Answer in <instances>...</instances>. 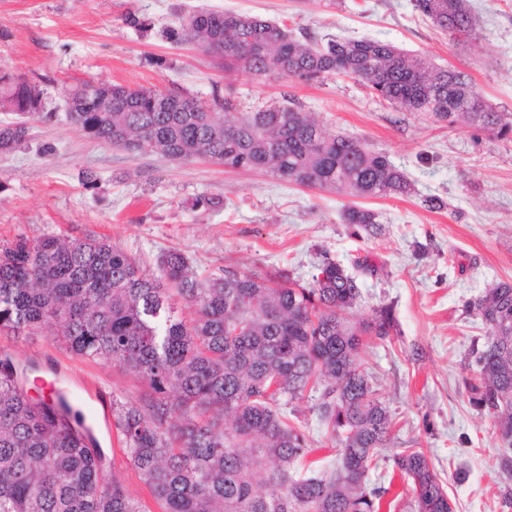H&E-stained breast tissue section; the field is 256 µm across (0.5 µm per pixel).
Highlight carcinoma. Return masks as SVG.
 Wrapping results in <instances>:
<instances>
[{"label":"carcinoma","mask_w":512,"mask_h":512,"mask_svg":"<svg viewBox=\"0 0 512 512\" xmlns=\"http://www.w3.org/2000/svg\"><path fill=\"white\" fill-rule=\"evenodd\" d=\"M452 39L475 31L467 0H412ZM261 78L273 71L305 82L345 76L380 102L452 129L460 119L491 139H512V112L489 105L469 73L436 66L372 38L317 40L259 16L200 9L166 32ZM65 118L106 145L173 161L204 159L232 171H261L297 186L350 197L411 194L408 175L362 139L326 132L288 102L237 111L165 90L78 81L65 90ZM221 111H216V108ZM0 151L27 140L22 118L57 117L43 90L0 76ZM343 222L376 232L377 214L349 206ZM356 278L332 260L309 280L280 274L203 273L178 250L156 269L105 237L45 234L0 242V333L49 331L81 360L113 363L142 387L113 401L112 423L131 465L164 512H380L390 488L367 474L389 447L393 416L377 397L361 352L384 340L392 311L351 319ZM486 340L472 349L470 402L493 420L512 471V283L466 304ZM27 368L0 356V512H142L117 475L104 474L93 420L60 388L35 398ZM303 400L336 447L329 470L305 469L311 452L288 407ZM417 512H452L424 451L393 456Z\"/></svg>","instance_id":"carcinoma-1"}]
</instances>
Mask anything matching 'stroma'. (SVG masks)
<instances>
[{
	"instance_id": "obj_1",
	"label": "stroma",
	"mask_w": 512,
	"mask_h": 512,
	"mask_svg": "<svg viewBox=\"0 0 512 512\" xmlns=\"http://www.w3.org/2000/svg\"><path fill=\"white\" fill-rule=\"evenodd\" d=\"M472 37L453 40L415 12L410 0H0V72L22 74L43 89L48 109L64 111L62 89L79 80L132 88L177 86L208 98L232 94L240 111L288 99L385 153L408 173V196L363 198L379 215L380 234L343 223L351 200L260 172L205 160L171 162L113 148L64 122L27 120V141L0 152V241L46 233L107 237L154 266L167 249L201 271L272 274L306 280L330 258L355 272V319L392 306L397 333L370 343L362 357L379 399L395 418L385 461L367 481L402 495L394 512H414V497L394 478L391 458L422 449L441 478L453 512H512L503 494L512 474L499 467L502 442L470 403L471 350L485 341L481 320L465 310L500 282H512V141L492 140L468 123L442 128L373 98L360 82H321L227 74L201 48L161 37L162 27L205 7L256 14L320 38L367 36L469 73L493 106L512 111V0H470ZM135 9L151 29L121 15ZM98 179L88 184L85 172ZM437 195L447 206L424 208ZM222 199L219 207L196 198ZM370 268L356 270L355 259ZM27 364L35 391L68 386L91 410L104 468L122 476L144 512H162L103 418L113 398L133 400L137 380L118 366L74 359L49 333L0 334V355Z\"/></svg>"
}]
</instances>
